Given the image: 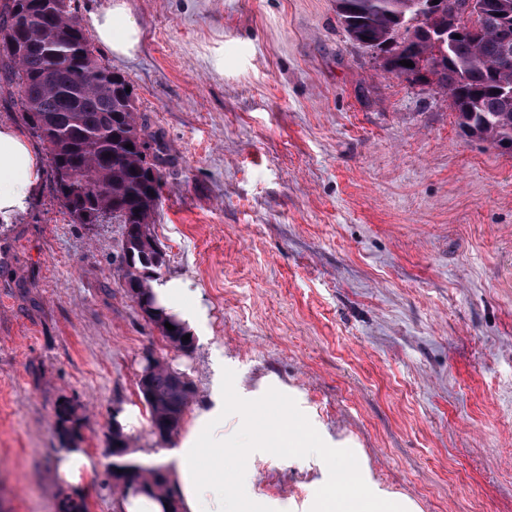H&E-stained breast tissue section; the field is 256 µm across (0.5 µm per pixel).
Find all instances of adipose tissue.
Masks as SVG:
<instances>
[{"label":"adipose tissue","instance_id":"ef3b65f1","mask_svg":"<svg viewBox=\"0 0 512 512\" xmlns=\"http://www.w3.org/2000/svg\"><path fill=\"white\" fill-rule=\"evenodd\" d=\"M87 25L97 43L109 54L123 57L136 50L141 30L130 15L125 0H111L103 9L90 12ZM43 168L38 156L22 132L15 126L0 124V219L10 220L28 208L39 192ZM153 292L160 305L175 314L186 326H193L199 311L186 297L187 286L178 280L155 285ZM224 396L215 394L212 404L198 408L189 437L177 448H138L132 458L145 466H166L177 492L180 512H245L226 495L228 481L224 477L225 458L246 456L250 447L280 448L290 446L294 455L302 457L317 453V442L299 432L297 424L284 423L273 432L255 437L252 446L228 442L216 437L215 431L224 423ZM334 483L343 473H350L347 492L336 493L327 488L317 512H412L413 504L399 497L374 493L364 478L361 458L349 450L332 454ZM57 482L63 491L81 489L90 481L96 462L87 449L73 443L52 461Z\"/></svg>","mask_w":512,"mask_h":512}]
</instances>
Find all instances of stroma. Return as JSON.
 I'll list each match as a JSON object with an SVG mask.
<instances>
[{"label":"stroma","mask_w":512,"mask_h":512,"mask_svg":"<svg viewBox=\"0 0 512 512\" xmlns=\"http://www.w3.org/2000/svg\"><path fill=\"white\" fill-rule=\"evenodd\" d=\"M128 81L164 146L154 232L199 305L173 351L131 297L124 227L74 223L51 180L0 223V512H59L51 470L76 406L99 465L88 512H114L112 410H140L145 354L218 392L241 441L297 417L321 451L250 453L233 490L257 512H315L333 448L419 512H512V153L458 125L435 79L356 44L336 0H127ZM59 429L66 435H75L82 426L83 418L78 415L75 406L65 403L58 404L55 411Z\"/></svg>","instance_id":"obj_1"}]
</instances>
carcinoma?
I'll return each instance as SVG.
<instances>
[{
	"label": "carcinoma",
	"mask_w": 512,
	"mask_h": 512,
	"mask_svg": "<svg viewBox=\"0 0 512 512\" xmlns=\"http://www.w3.org/2000/svg\"><path fill=\"white\" fill-rule=\"evenodd\" d=\"M470 0H439L421 11L417 0H336V12L348 36L385 53L386 71L396 75L423 71L437 77L447 91L458 123L469 134L512 148V54L504 55L499 31H512V0H477L481 23L461 24V7ZM432 30L434 37L425 34ZM0 31L13 34L24 49L20 59L0 52V70L21 93L22 119L44 145L53 188L70 217L95 215L131 227L124 279L150 295L151 282L166 265V253L153 231L161 198L163 162L157 135L153 161L142 158L148 141L145 125L128 83L117 73L112 82L98 80L106 71L95 54L71 0H9L0 15ZM460 38H454V35ZM410 60L412 67L400 64ZM132 144L127 148L126 144ZM167 362L155 360L139 390L150 410V429L172 421L180 430L194 395L192 382ZM59 429L75 435L83 418L75 406L59 404ZM136 482L113 488L126 494L142 489L173 496L167 471L158 466L126 465Z\"/></svg>",
	"instance_id": "carcinoma-1"
}]
</instances>
